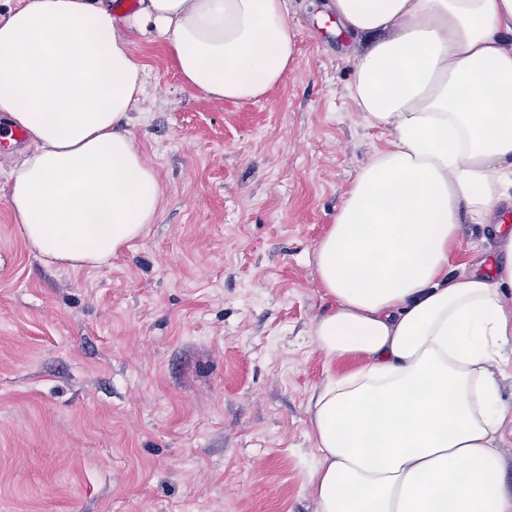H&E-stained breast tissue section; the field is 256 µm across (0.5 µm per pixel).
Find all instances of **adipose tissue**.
<instances>
[{
    "label": "adipose tissue",
    "instance_id": "adipose-tissue-1",
    "mask_svg": "<svg viewBox=\"0 0 512 512\" xmlns=\"http://www.w3.org/2000/svg\"><path fill=\"white\" fill-rule=\"evenodd\" d=\"M362 38L353 99L390 138L357 173L311 264L331 303L313 340L362 365L308 401L318 512H512L497 449L512 423V0H328ZM164 38L186 85L246 102L279 85L298 32L288 0H14L0 15V121L34 149L14 172L20 232L48 264L95 268L163 201L134 146L144 66ZM496 245L449 275L465 224Z\"/></svg>",
    "mask_w": 512,
    "mask_h": 512
}]
</instances>
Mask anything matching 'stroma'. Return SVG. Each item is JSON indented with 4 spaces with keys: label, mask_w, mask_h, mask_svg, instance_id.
I'll return each mask as SVG.
<instances>
[{
    "label": "stroma",
    "mask_w": 512,
    "mask_h": 512,
    "mask_svg": "<svg viewBox=\"0 0 512 512\" xmlns=\"http://www.w3.org/2000/svg\"><path fill=\"white\" fill-rule=\"evenodd\" d=\"M288 0L294 60L266 95L186 86L137 37L136 144L163 205L97 268L41 262L11 212L23 149L0 154V512H317L307 401L328 361L311 265L358 171L389 139L352 99L354 39ZM466 224L449 273L494 244Z\"/></svg>",
    "instance_id": "obj_1"
}]
</instances>
